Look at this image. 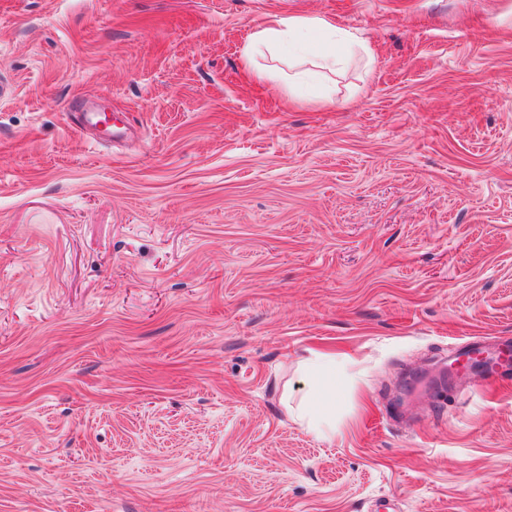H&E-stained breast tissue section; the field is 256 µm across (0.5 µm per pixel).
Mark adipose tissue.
<instances>
[{
	"mask_svg": "<svg viewBox=\"0 0 512 512\" xmlns=\"http://www.w3.org/2000/svg\"><path fill=\"white\" fill-rule=\"evenodd\" d=\"M372 55L368 42L325 19L277 15L254 29L242 51L252 76L263 83L278 81L279 64H287L292 72L288 94L294 98L298 97L299 88L308 77L336 72L356 59L371 60ZM258 56L265 58V65H255L254 59ZM308 374L313 391L306 406L298 408L294 416L316 436L335 433L336 363L313 361Z\"/></svg>",
	"mask_w": 512,
	"mask_h": 512,
	"instance_id": "adipose-tissue-1",
	"label": "adipose tissue"
}]
</instances>
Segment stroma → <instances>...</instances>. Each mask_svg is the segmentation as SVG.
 Returning <instances> with one entry per match:
<instances>
[{
    "instance_id": "1",
    "label": "stroma",
    "mask_w": 512,
    "mask_h": 512,
    "mask_svg": "<svg viewBox=\"0 0 512 512\" xmlns=\"http://www.w3.org/2000/svg\"><path fill=\"white\" fill-rule=\"evenodd\" d=\"M274 14L373 59L289 103ZM1 84L0 512H512V382L438 388L512 339V0H0ZM313 391L306 407H299L295 419L318 437L336 433V361H313L308 367Z\"/></svg>"
}]
</instances>
